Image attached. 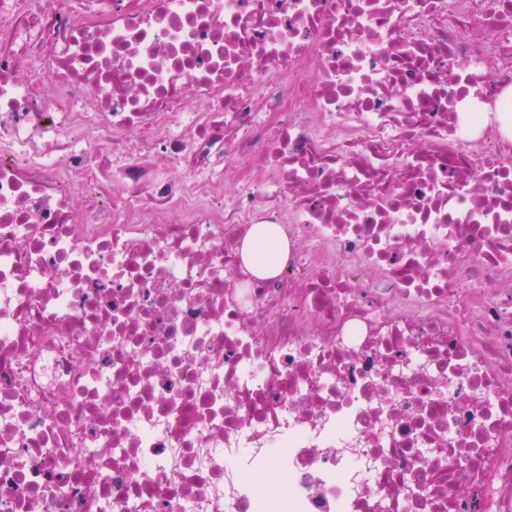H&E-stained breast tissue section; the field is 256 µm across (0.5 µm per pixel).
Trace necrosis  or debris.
<instances>
[{
    "label": "necrosis or debris",
    "mask_w": 512,
    "mask_h": 512,
    "mask_svg": "<svg viewBox=\"0 0 512 512\" xmlns=\"http://www.w3.org/2000/svg\"><path fill=\"white\" fill-rule=\"evenodd\" d=\"M509 89L512 0H0V512H512ZM262 243L273 246L275 255L266 259L259 251ZM289 243L283 229L278 224H258L252 236L245 239L242 248V259L246 266L258 277L269 278L278 274V265L288 258Z\"/></svg>",
    "instance_id": "obj_1"
}]
</instances>
